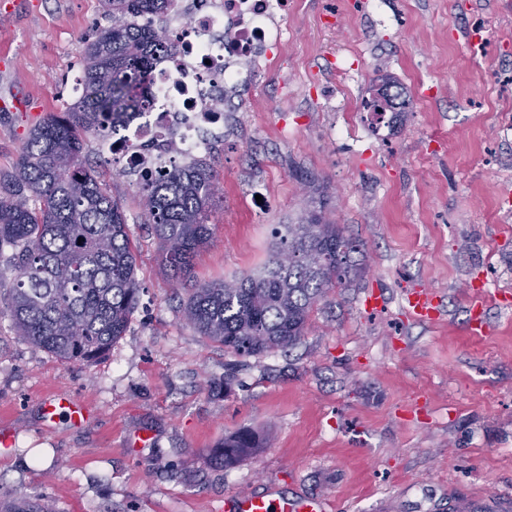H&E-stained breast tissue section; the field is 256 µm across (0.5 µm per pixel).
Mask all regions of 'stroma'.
Here are the masks:
<instances>
[{"label":"stroma","instance_id":"35a3bbf8","mask_svg":"<svg viewBox=\"0 0 512 512\" xmlns=\"http://www.w3.org/2000/svg\"><path fill=\"white\" fill-rule=\"evenodd\" d=\"M104 24L98 0H0V174L34 125L78 100L82 42ZM285 27L204 157L220 192L194 276L259 271L278 230L311 211L355 242V276L290 351L226 352L181 320L189 292L162 267L138 186L88 139L143 292L124 336L88 361L0 320V430L55 454L1 461L0 499L217 512L273 489L333 512H512V306L497 298L512 293V0H292ZM387 80L400 105L378 129L360 105ZM480 285L493 331L473 336ZM419 289L441 299L434 322L401 306ZM373 293L384 305L371 311ZM51 394L86 401L87 420L45 424ZM244 429L264 448L222 466L216 448Z\"/></svg>","mask_w":512,"mask_h":512}]
</instances>
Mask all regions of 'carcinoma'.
Returning a JSON list of instances; mask_svg holds the SVG:
<instances>
[{
  "label": "carcinoma",
  "instance_id": "carcinoma-1",
  "mask_svg": "<svg viewBox=\"0 0 512 512\" xmlns=\"http://www.w3.org/2000/svg\"><path fill=\"white\" fill-rule=\"evenodd\" d=\"M111 25L81 51L82 93L61 116L32 127L20 159L0 185V317L19 336L65 361H85L124 335L141 284L120 203L87 164L85 141L106 140L130 113L147 107L145 74L171 43L127 21L164 14L174 0H98ZM140 191L161 246V263L179 284H192L182 317L236 356L290 350L304 335L314 305L347 284L351 239L317 214L284 225L257 274L194 282L193 261L207 243L217 187L203 161L172 163ZM293 254L292 262L282 261ZM264 447L248 430L224 438L230 466ZM0 512H56L47 498L0 500Z\"/></svg>",
  "mask_w": 512,
  "mask_h": 512
}]
</instances>
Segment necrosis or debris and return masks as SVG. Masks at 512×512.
<instances>
[{"label": "necrosis or debris", "mask_w": 512, "mask_h": 512, "mask_svg": "<svg viewBox=\"0 0 512 512\" xmlns=\"http://www.w3.org/2000/svg\"><path fill=\"white\" fill-rule=\"evenodd\" d=\"M288 0H179L172 13L138 16L140 27L164 29L175 50L150 71L152 104L132 113L106 151L124 176L168 169L174 158L190 163L224 137L218 98H230L263 50L281 42Z\"/></svg>", "instance_id": "1"}]
</instances>
